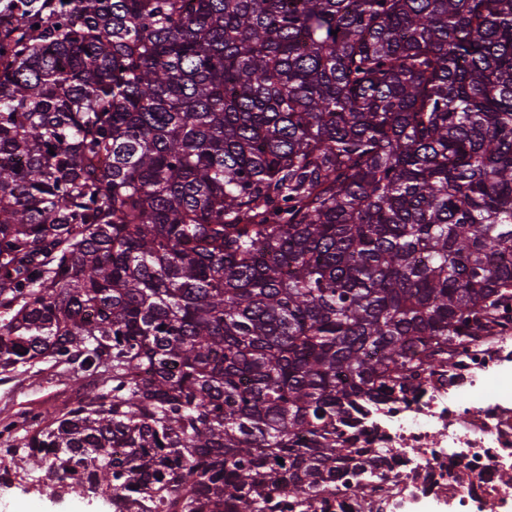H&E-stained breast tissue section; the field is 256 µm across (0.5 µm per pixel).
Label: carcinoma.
Listing matches in <instances>:
<instances>
[{
  "mask_svg": "<svg viewBox=\"0 0 512 512\" xmlns=\"http://www.w3.org/2000/svg\"><path fill=\"white\" fill-rule=\"evenodd\" d=\"M510 300L512 0H0V369L102 378L51 485L329 512Z\"/></svg>",
  "mask_w": 512,
  "mask_h": 512,
  "instance_id": "obj_1",
  "label": "carcinoma"
}]
</instances>
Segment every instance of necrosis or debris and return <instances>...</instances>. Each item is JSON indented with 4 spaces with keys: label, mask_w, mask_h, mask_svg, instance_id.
Returning a JSON list of instances; mask_svg holds the SVG:
<instances>
[{
    "label": "necrosis or debris",
    "mask_w": 512,
    "mask_h": 512,
    "mask_svg": "<svg viewBox=\"0 0 512 512\" xmlns=\"http://www.w3.org/2000/svg\"><path fill=\"white\" fill-rule=\"evenodd\" d=\"M357 447L380 457L364 482L376 505L341 488L346 512H413L435 501L448 512H512V323L451 357L415 392L368 407Z\"/></svg>",
    "instance_id": "obj_1"
}]
</instances>
